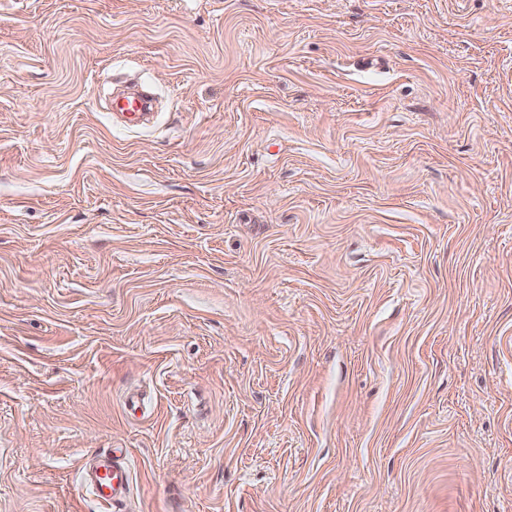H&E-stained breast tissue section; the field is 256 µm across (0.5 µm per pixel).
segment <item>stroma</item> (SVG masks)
Returning <instances> with one entry per match:
<instances>
[{"mask_svg": "<svg viewBox=\"0 0 512 512\" xmlns=\"http://www.w3.org/2000/svg\"><path fill=\"white\" fill-rule=\"evenodd\" d=\"M0 512H512V0H0ZM128 473L112 453L99 452L94 457L91 473L84 477L96 487L97 496L106 505H112L113 499L121 496L127 483Z\"/></svg>", "mask_w": 512, "mask_h": 512, "instance_id": "obj_1", "label": "stroma"}]
</instances>
